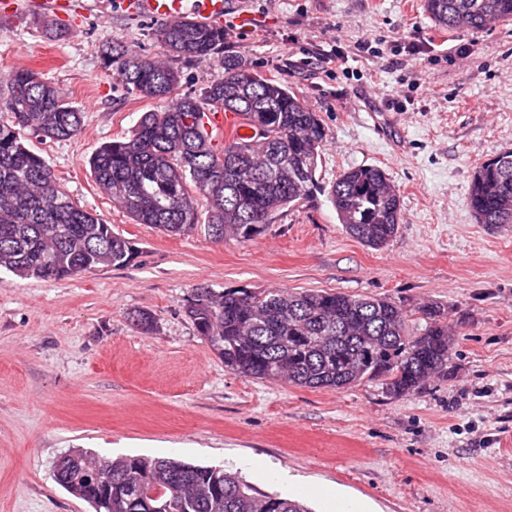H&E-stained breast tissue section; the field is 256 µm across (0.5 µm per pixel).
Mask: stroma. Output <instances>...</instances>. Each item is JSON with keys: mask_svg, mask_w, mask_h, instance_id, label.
I'll return each mask as SVG.
<instances>
[{"mask_svg": "<svg viewBox=\"0 0 512 512\" xmlns=\"http://www.w3.org/2000/svg\"><path fill=\"white\" fill-rule=\"evenodd\" d=\"M90 2L72 0L61 40L40 14L0 12V72H41L82 109L76 138L29 145L134 257L59 281L0 272V512H91L53 479L76 450L221 467L311 512H327L329 491L366 512H512V226L478 223L468 207L475 170L512 151V22L448 31L423 0H247L255 23L243 29L227 0L223 55L288 83L325 130L320 192L243 243L135 223L96 186L88 158L157 106L103 69L102 47L167 57L156 21L117 5L105 18ZM363 42L377 54L358 52ZM334 48L347 71L321 63ZM223 55L169 59L176 96L200 95ZM359 166L384 170L400 198L381 249L343 230L327 194ZM200 286L383 297L414 333L419 306L438 304L457 332L455 368L403 397L377 381L245 378L184 312ZM135 310L153 315L151 333L131 324ZM246 458L283 481L241 468Z\"/></svg>", "mask_w": 512, "mask_h": 512, "instance_id": "obj_1", "label": "stroma"}]
</instances>
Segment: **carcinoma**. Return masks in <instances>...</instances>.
<instances>
[{"label":"carcinoma","instance_id":"cac0c4a2","mask_svg":"<svg viewBox=\"0 0 512 512\" xmlns=\"http://www.w3.org/2000/svg\"><path fill=\"white\" fill-rule=\"evenodd\" d=\"M424 9L449 30L512 21V0H424ZM154 36L170 57L199 62L224 46V29L191 19L162 22ZM101 64L141 97L165 102L88 160L96 185L134 222L172 236L202 230L216 241L245 242L318 188L324 127L285 82L228 56L200 96L175 97L181 75L165 63L108 45ZM210 107L244 116L256 139L232 138L217 148L200 124ZM82 123L80 108L40 72L0 77V270L61 280L131 261L129 243L78 205L27 143L30 135L71 139ZM328 196L346 233L367 246L381 248L397 234L400 199L381 169L344 171ZM468 205L481 224H512V151L477 168ZM185 312L224 367L252 379L312 389L379 381L403 397L448 372L453 360L455 334L436 304L419 309L425 325L414 335L394 303L325 290L201 286ZM129 318L142 334L154 330L147 311ZM53 476L94 512H134L132 500L141 493L156 495L157 512H308L298 500L256 491L235 473L175 458L96 459L78 451L60 457Z\"/></svg>","mask_w":512,"mask_h":512}]
</instances>
